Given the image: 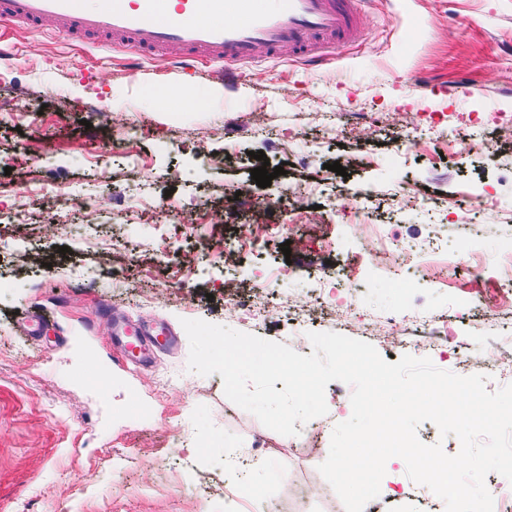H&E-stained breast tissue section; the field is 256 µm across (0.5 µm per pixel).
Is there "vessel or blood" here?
<instances>
[{
  "instance_id": "b4317fda",
  "label": "vessel or blood",
  "mask_w": 512,
  "mask_h": 512,
  "mask_svg": "<svg viewBox=\"0 0 512 512\" xmlns=\"http://www.w3.org/2000/svg\"><path fill=\"white\" fill-rule=\"evenodd\" d=\"M368 0H105L95 8L84 0H0V39L17 26L52 21L65 36L102 38L130 50V72L141 57L179 47L182 67L220 62L225 81L239 68L276 57L321 65L341 49L359 43L358 19ZM161 333L118 329L120 359L136 366L165 342Z\"/></svg>"
}]
</instances>
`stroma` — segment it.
Masks as SVG:
<instances>
[{"label":"stroma","instance_id":"1","mask_svg":"<svg viewBox=\"0 0 512 512\" xmlns=\"http://www.w3.org/2000/svg\"><path fill=\"white\" fill-rule=\"evenodd\" d=\"M360 26L363 42L324 67L284 50L243 69L223 100L165 114L144 104L147 88L218 84L221 64L176 71L149 57L133 75L126 52L72 41L49 21L0 44V512H345L318 467L352 414L351 386L330 382L327 414L279 434L226 397L220 374L189 371L181 322L311 354L309 333L337 331L335 320L321 310L292 318L282 301L335 277L376 224L426 245L470 187L492 195L473 238L479 262L458 260L443 288H405L361 267L360 305L448 313L487 369L512 345V326L488 325L463 303L473 285L493 301L496 261L512 245V143L492 160L481 141L482 124L512 114V0H370ZM360 112H403L419 126L407 162L393 156L391 125ZM461 112L482 119L467 145L446 138ZM257 150L287 168L266 188L251 178ZM333 162L345 175L329 171ZM406 183L425 207H393ZM292 187L304 209L265 208ZM241 188L251 207H237ZM345 192L370 193L376 209L375 224L348 239ZM243 224L255 227L245 240ZM262 265L278 273L268 289L280 303L253 320L231 295L259 288ZM42 315L35 341L22 322ZM116 316L165 328L174 343L124 368ZM89 345L99 373L81 380ZM261 440L270 455L239 475L235 462ZM381 487L364 512H445L436 495L419 499L404 461L387 462Z\"/></svg>","mask_w":512,"mask_h":512}]
</instances>
